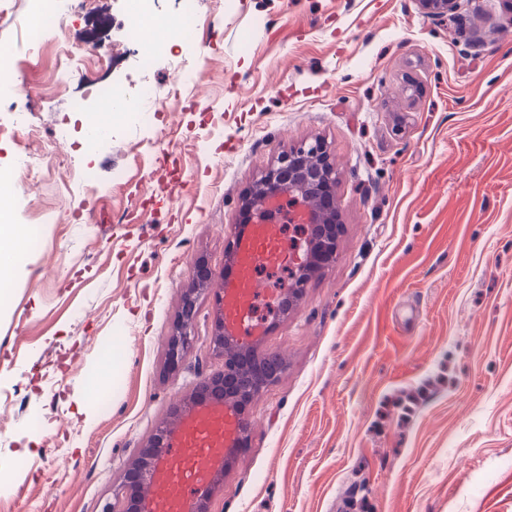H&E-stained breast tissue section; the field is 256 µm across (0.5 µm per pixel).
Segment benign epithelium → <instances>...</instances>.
<instances>
[{"mask_svg": "<svg viewBox=\"0 0 512 512\" xmlns=\"http://www.w3.org/2000/svg\"><path fill=\"white\" fill-rule=\"evenodd\" d=\"M426 13L441 17L456 8L459 0H417ZM335 174L330 165L324 143L315 139L304 142L278 158L277 165L256 180L250 191L247 206L250 215L255 207L268 199L275 205L287 199L288 221L302 216L314 235L306 240L292 239L290 248L298 253H309L307 266L300 267V273L323 271L336 262V238L339 226L336 224V198L333 192ZM213 287L211 271L203 263L193 271V288L184 294L182 307L174 331L168 339V356L176 364L192 344V329L197 309L195 294ZM213 347L224 351V372L209 375L198 385L190 397L193 404L203 400H215L239 404L240 398L252 402L258 392H244L238 387L239 376L245 371H260V356L254 351L236 349L224 339L223 322L216 325ZM168 427H161L150 437L126 469L119 502L114 512H141L142 497L146 489L145 477L159 458Z\"/></svg>", "mask_w": 512, "mask_h": 512, "instance_id": "benign-epithelium-1", "label": "benign epithelium"}]
</instances>
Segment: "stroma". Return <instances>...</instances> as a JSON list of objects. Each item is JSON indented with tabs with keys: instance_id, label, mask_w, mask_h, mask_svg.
<instances>
[{
	"instance_id": "obj_1",
	"label": "stroma",
	"mask_w": 512,
	"mask_h": 512,
	"mask_svg": "<svg viewBox=\"0 0 512 512\" xmlns=\"http://www.w3.org/2000/svg\"><path fill=\"white\" fill-rule=\"evenodd\" d=\"M29 10H0L30 88L0 104V170L40 169L0 216L38 238L0 310V512H107L167 412L224 369L215 287L167 360L196 263L223 282L244 192L317 137L338 256L290 312L254 313L257 354L286 369L248 406L211 512H512V0L444 18L415 0H198L179 89L181 41L140 71L125 0H99L70 40L107 45L108 77L163 108L114 119L91 156L69 62L50 28L30 51Z\"/></svg>"
}]
</instances>
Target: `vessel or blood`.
<instances>
[{
    "label": "vessel or blood",
    "instance_id": "1",
    "mask_svg": "<svg viewBox=\"0 0 512 512\" xmlns=\"http://www.w3.org/2000/svg\"><path fill=\"white\" fill-rule=\"evenodd\" d=\"M287 254L275 214L256 220L242 236L222 283L224 329L234 344L248 343L258 331L250 315L261 294L257 268L276 264ZM241 423L232 406L221 402L204 403L183 416L154 468L143 512H195L234 449Z\"/></svg>",
    "mask_w": 512,
    "mask_h": 512
}]
</instances>
